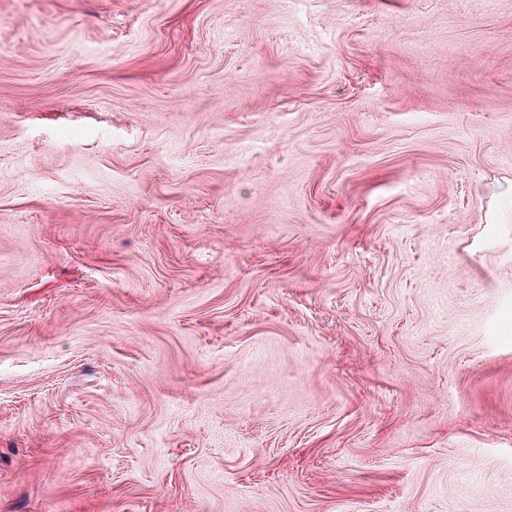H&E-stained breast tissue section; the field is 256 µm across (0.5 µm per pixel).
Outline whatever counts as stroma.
I'll list each match as a JSON object with an SVG mask.
<instances>
[{"label": "stroma", "instance_id": "1", "mask_svg": "<svg viewBox=\"0 0 512 512\" xmlns=\"http://www.w3.org/2000/svg\"><path fill=\"white\" fill-rule=\"evenodd\" d=\"M512 0H0V512H512Z\"/></svg>", "mask_w": 512, "mask_h": 512}]
</instances>
